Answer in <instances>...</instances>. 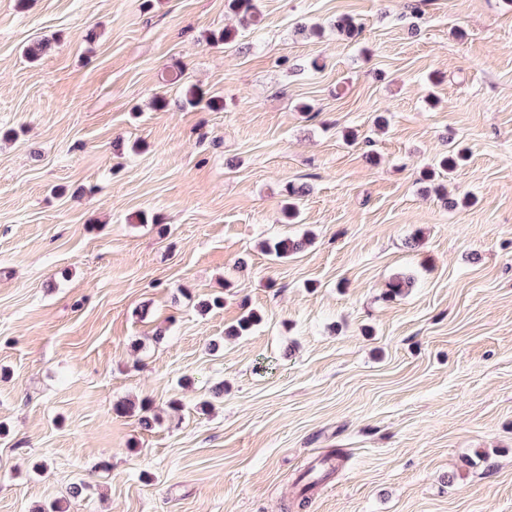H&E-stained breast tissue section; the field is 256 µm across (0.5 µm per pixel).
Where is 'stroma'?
<instances>
[{"label": "stroma", "mask_w": 512, "mask_h": 512, "mask_svg": "<svg viewBox=\"0 0 512 512\" xmlns=\"http://www.w3.org/2000/svg\"><path fill=\"white\" fill-rule=\"evenodd\" d=\"M257 5L0 0V512H512V0Z\"/></svg>", "instance_id": "obj_1"}]
</instances>
